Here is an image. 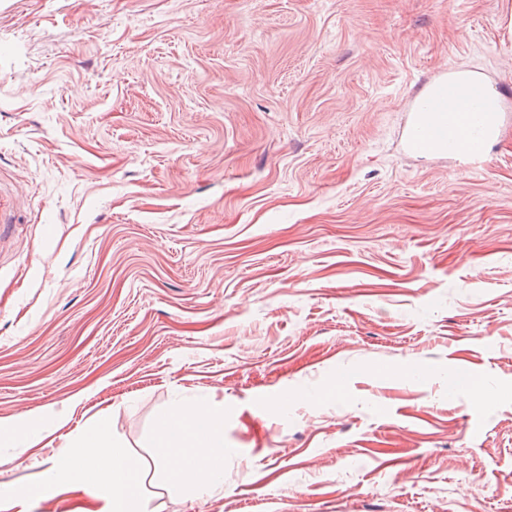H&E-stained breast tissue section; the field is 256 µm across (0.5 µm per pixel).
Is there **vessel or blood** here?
I'll return each mask as SVG.
<instances>
[{
  "instance_id": "vessel-or-blood-1",
  "label": "vessel or blood",
  "mask_w": 512,
  "mask_h": 512,
  "mask_svg": "<svg viewBox=\"0 0 512 512\" xmlns=\"http://www.w3.org/2000/svg\"><path fill=\"white\" fill-rule=\"evenodd\" d=\"M511 121L505 101L492 97L486 76L448 63L434 68L423 95L413 99L403 145L416 156L481 160Z\"/></svg>"
}]
</instances>
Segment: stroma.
Listing matches in <instances>:
<instances>
[{
    "label": "stroma",
    "mask_w": 512,
    "mask_h": 512,
    "mask_svg": "<svg viewBox=\"0 0 512 512\" xmlns=\"http://www.w3.org/2000/svg\"><path fill=\"white\" fill-rule=\"evenodd\" d=\"M447 62L512 86V0H0V512L194 406L224 477L146 512H512V125L400 139Z\"/></svg>",
    "instance_id": "1"
}]
</instances>
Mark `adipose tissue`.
Returning <instances> with one entry per match:
<instances>
[{
	"mask_svg": "<svg viewBox=\"0 0 512 512\" xmlns=\"http://www.w3.org/2000/svg\"><path fill=\"white\" fill-rule=\"evenodd\" d=\"M84 446L78 455L61 450L50 464L47 481L34 482L31 493L87 485L97 489L103 502L101 512H144L141 462L106 442L95 427L86 432ZM158 448L162 456L159 478L171 490L207 487L223 474V411L185 409L164 416Z\"/></svg>",
	"mask_w": 512,
	"mask_h": 512,
	"instance_id": "obj_1",
	"label": "adipose tissue"
}]
</instances>
